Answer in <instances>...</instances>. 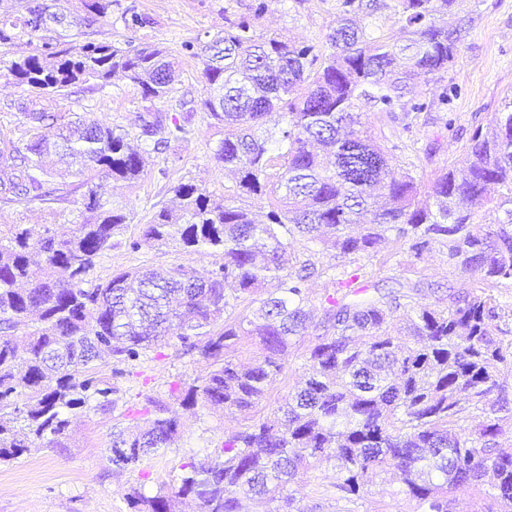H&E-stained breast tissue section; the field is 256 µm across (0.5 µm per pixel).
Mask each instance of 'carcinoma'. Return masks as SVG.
I'll return each instance as SVG.
<instances>
[{
  "label": "carcinoma",
  "mask_w": 512,
  "mask_h": 512,
  "mask_svg": "<svg viewBox=\"0 0 512 512\" xmlns=\"http://www.w3.org/2000/svg\"><path fill=\"white\" fill-rule=\"evenodd\" d=\"M455 0H343V15L327 35L331 51L277 37L257 36L253 15L229 23L224 35L185 50L201 60L209 87L203 110L224 127L215 159L236 177L234 194L268 195V222L195 184L173 187L176 210L161 209L144 237L190 251L219 253L223 262L201 276L184 264L134 268L106 280L90 278L98 258L119 245L127 215L107 206L99 189L112 180L137 183L144 159L117 133L94 119L49 112L52 93L91 80L103 86L121 73L146 97L174 90L177 63L154 45L125 46L91 35L106 22L112 0H81L85 32L63 35L61 0H33L17 22L0 12V45L20 37L35 51L9 61L6 76L31 97L18 105L26 140H0V202L49 208L85 189L89 217L67 237L42 225L0 224V462L31 450L62 448L71 418L94 406L114 411L116 389L93 374L102 355L115 363L180 343L205 363L206 373L178 395L180 405L221 406L248 414L284 369V360L308 331L309 283L327 278L336 289L320 298L319 333L303 352V378L284 405L230 434L218 455L183 465L177 489L126 494L132 512H288L292 487L314 463L332 458L340 481L336 499L354 502L380 481L396 486L419 512H455L460 486L483 490L492 474L487 512H512V448L498 437L512 431V398L499 366L512 362L502 328L512 317L494 295L512 285V101L473 132L462 168L446 169L427 187L436 209L420 199L422 185L390 160L365 128V101L379 112L406 108L412 85L448 70L461 43L444 20ZM392 7L405 42L367 32L359 17ZM181 118L157 110L142 119L141 135L158 146L186 131L197 109L180 103ZM282 126L273 134L267 117ZM278 143L277 150L269 148ZM73 168L75 181L56 180L46 158ZM501 198H486L490 186ZM504 212L489 224L456 207ZM393 243L419 259L436 247L448 265L485 287L448 292L432 305L419 285L367 286L358 275L335 274L305 256L316 243L340 257L371 256ZM275 284L264 298L268 283ZM258 303L250 311L244 303ZM260 351L252 364L243 349ZM482 421L468 424L473 414ZM144 425L112 432V459L138 467L178 438L179 417L146 398Z\"/></svg>",
  "instance_id": "1"
}]
</instances>
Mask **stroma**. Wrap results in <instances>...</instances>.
Listing matches in <instances>:
<instances>
[{"label":"stroma","instance_id":"1","mask_svg":"<svg viewBox=\"0 0 512 512\" xmlns=\"http://www.w3.org/2000/svg\"><path fill=\"white\" fill-rule=\"evenodd\" d=\"M268 9L256 27L263 37L279 36L301 45L327 51L326 37L336 24L342 0H266ZM259 0H112V16L101 25L97 38L117 46L135 40L148 43L172 55L179 77L169 98L145 97L139 86L124 78L112 79L99 87L89 82L52 96L46 105L53 112L87 113L101 124L125 130L131 142L143 151L147 167L132 187L105 185L106 198L120 201L127 215L124 244L105 252L93 271L94 278L107 279L112 272L138 267H167L186 264L205 272L217 267L220 254L187 252L179 245H158L143 240V230L155 213L170 206L172 189L180 183L205 187L223 196L235 180L216 162L214 152L224 137L223 128L210 123L198 112L186 133L157 151L140 135L142 116L154 110L171 114L180 110L182 96L203 102L208 89L199 59L187 53L186 44L209 43L223 34L228 22L252 16ZM149 19L147 26L131 30L123 20L127 8ZM450 24L465 23L466 32L458 55L448 71L429 82L417 84L408 93V103L424 104L413 113V134L403 132L399 123L368 104L359 110L377 142L393 158L396 172H410L427 183L440 170L457 163L464 146L479 126L487 125L505 103L512 99V0H457ZM25 87L0 76V136L17 139L27 131L25 120L14 107L24 97ZM454 118L460 130L451 136L445 122ZM86 216L81 197L57 210L36 203H0V224H46L60 235L70 234ZM138 241L131 249L129 241ZM310 258L317 264L337 263L346 272H359L363 280L389 287L401 280L420 284L424 300L435 303L448 288H475V279H461L449 267L439 250L414 258L395 244H387L374 257L335 258L333 253L311 245ZM300 350H291L285 368L266 399L250 415L210 406L181 409L174 388H188L201 377L204 367L172 345L163 352L149 350L123 364L114 374L113 363L99 365L100 376L112 377L119 386L117 408L110 413L90 411L73 417L66 445L52 450H35L11 462L0 463V512H130L125 495L140 490L154 495L159 488L179 485L182 466L217 454L235 430L273 412L287 397L301 372ZM166 401L177 411L181 433L172 447L164 449L136 469L112 464L109 449L114 425H135V408L145 397ZM337 478L333 462L317 464L294 487L295 505L300 512H416V504L398 488L374 484L354 505L336 498L332 488Z\"/></svg>","mask_w":512,"mask_h":512}]
</instances>
